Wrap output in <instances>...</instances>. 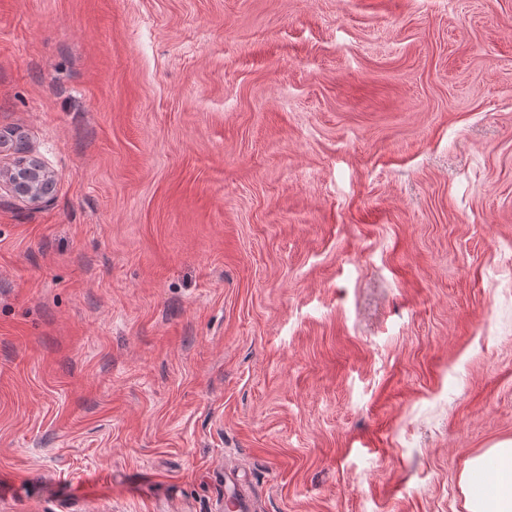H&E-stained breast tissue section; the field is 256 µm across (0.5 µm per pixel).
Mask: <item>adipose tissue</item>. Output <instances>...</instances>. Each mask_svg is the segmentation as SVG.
<instances>
[{
	"label": "adipose tissue",
	"instance_id": "1",
	"mask_svg": "<svg viewBox=\"0 0 512 512\" xmlns=\"http://www.w3.org/2000/svg\"><path fill=\"white\" fill-rule=\"evenodd\" d=\"M461 486L468 512H512V441L468 460Z\"/></svg>",
	"mask_w": 512,
	"mask_h": 512
}]
</instances>
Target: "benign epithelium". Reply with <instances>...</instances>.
<instances>
[{"label":"benign epithelium","instance_id":"benign-epithelium-1","mask_svg":"<svg viewBox=\"0 0 512 512\" xmlns=\"http://www.w3.org/2000/svg\"><path fill=\"white\" fill-rule=\"evenodd\" d=\"M3 152L12 154L14 162L10 167H0V184H7L15 195L33 204L49 199L56 186V175L31 155L27 142L0 135V154Z\"/></svg>","mask_w":512,"mask_h":512}]
</instances>
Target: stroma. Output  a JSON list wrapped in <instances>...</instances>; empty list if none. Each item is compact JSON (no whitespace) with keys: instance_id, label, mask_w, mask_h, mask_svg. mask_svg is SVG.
Masks as SVG:
<instances>
[{"instance_id":"stroma-1","label":"stroma","mask_w":512,"mask_h":512,"mask_svg":"<svg viewBox=\"0 0 512 512\" xmlns=\"http://www.w3.org/2000/svg\"><path fill=\"white\" fill-rule=\"evenodd\" d=\"M0 512H466L512 440V0H0ZM3 152L15 159L12 166L0 167V184H7L15 195L33 204L49 199L56 186V175L31 155L27 142L0 135V155ZM238 474L230 468L224 470V497L227 499V511L249 512L247 502L240 497L238 491Z\"/></svg>"}]
</instances>
